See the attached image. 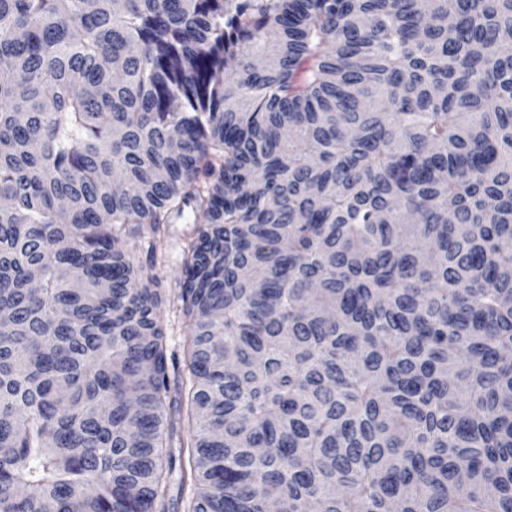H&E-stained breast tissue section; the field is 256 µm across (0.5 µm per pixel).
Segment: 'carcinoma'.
Here are the masks:
<instances>
[{"label": "carcinoma", "instance_id": "carcinoma-1", "mask_svg": "<svg viewBox=\"0 0 512 512\" xmlns=\"http://www.w3.org/2000/svg\"><path fill=\"white\" fill-rule=\"evenodd\" d=\"M0 310V512H512V0H0ZM192 222V215H188L176 220L174 224H168L165 234L157 242L149 234L147 225H136L138 232L128 240V249L134 264L142 267L146 274L157 281L156 286L151 288H156L159 292L157 317L167 343L172 383L184 378L183 348L188 321L183 313L180 293L184 280V252L196 237L198 227V224ZM193 496V488L190 485L181 486L178 469L172 474L171 482L166 492V511L183 512L184 506Z\"/></svg>", "mask_w": 512, "mask_h": 512}]
</instances>
